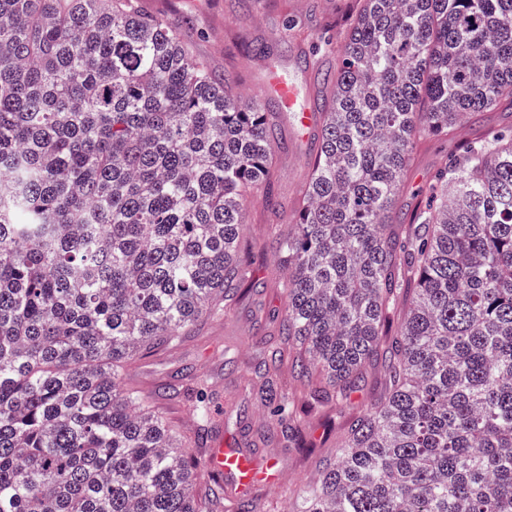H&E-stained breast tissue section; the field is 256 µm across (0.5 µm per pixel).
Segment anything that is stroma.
<instances>
[{
    "label": "stroma",
    "instance_id": "stroma-1",
    "mask_svg": "<svg viewBox=\"0 0 512 512\" xmlns=\"http://www.w3.org/2000/svg\"><path fill=\"white\" fill-rule=\"evenodd\" d=\"M140 6L144 13L180 27L193 54L206 59L236 92L263 94L267 77L275 70L293 78L300 100L317 110L324 105V76L338 65L336 55L325 52L324 43L341 42L359 8L358 0H140ZM289 25L300 31L302 38L286 44L281 34ZM251 43L266 44L269 55H248L245 47ZM304 56L319 60V67L301 64ZM274 138L277 166L271 189L280 208L270 210L260 198H252L241 242V252L251 264L254 287L240 296L231 315L206 320L198 334L179 346L146 355L127 381L155 399L172 424L186 431L192 407L185 398L166 395L165 387L184 384L189 373L214 376L224 395L236 402L234 411L224 417L225 445L234 447L244 437H251L263 457L284 467L281 483L260 486L259 491L270 512H287L288 490H302L313 483L318 459L333 452L346 422L382 395L385 361L380 356L373 359L345 407L308 417L300 448L279 441L272 418L246 388L251 366L276 342L284 314L285 298L278 285L280 271L269 227L287 224L319 146L317 138L302 139L291 114L281 109L275 115ZM456 148V142L435 140L418 148L396 198L392 217L397 226L409 223L429 182Z\"/></svg>",
    "mask_w": 512,
    "mask_h": 512
}]
</instances>
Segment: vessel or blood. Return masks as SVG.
I'll list each match as a JSON object with an SVG mask.
<instances>
[{"mask_svg":"<svg viewBox=\"0 0 512 512\" xmlns=\"http://www.w3.org/2000/svg\"><path fill=\"white\" fill-rule=\"evenodd\" d=\"M266 93L288 108L294 123L303 136L312 135L317 127V115L313 109L298 101L295 83L282 75H272ZM206 467L209 477L224 481L231 496L239 497L251 492L258 483H276L282 478L277 461L262 460L248 448H228L224 445L221 425H213Z\"/></svg>","mask_w":512,"mask_h":512,"instance_id":"b4317fda","label":"vessel or blood"}]
</instances>
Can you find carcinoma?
<instances>
[{"label":"carcinoma","mask_w":512,"mask_h":512,"mask_svg":"<svg viewBox=\"0 0 512 512\" xmlns=\"http://www.w3.org/2000/svg\"><path fill=\"white\" fill-rule=\"evenodd\" d=\"M363 2L247 388L298 445L282 367L308 406L342 403L383 347L384 394L289 512H512V127L459 142L404 233L390 215L417 141L512 102V0ZM270 103L138 0H0V512L267 508L206 478L208 416L187 434L125 379L250 284L246 197L276 207Z\"/></svg>","instance_id":"carcinoma-1"}]
</instances>
